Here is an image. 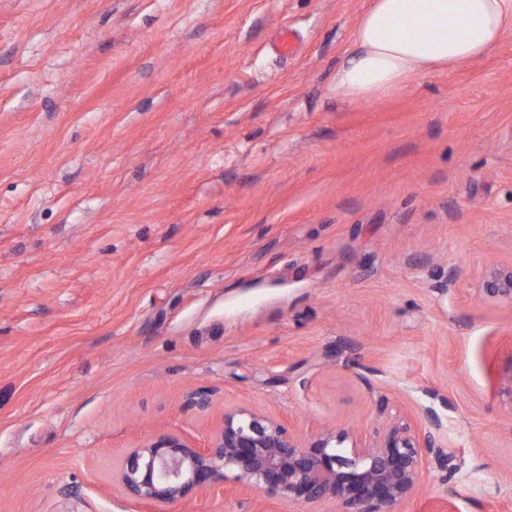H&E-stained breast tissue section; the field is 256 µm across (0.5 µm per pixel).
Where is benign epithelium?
<instances>
[{
	"mask_svg": "<svg viewBox=\"0 0 512 512\" xmlns=\"http://www.w3.org/2000/svg\"><path fill=\"white\" fill-rule=\"evenodd\" d=\"M479 293L512 302V266L486 271ZM348 440L351 447H342ZM430 458L448 469L449 455L414 421L361 443L346 432L304 436L280 418L235 408L224 411L204 447L178 433L146 438L125 455L116 480L135 506L161 508L220 491L286 499L302 512H320L326 502L339 512H394L417 495Z\"/></svg>",
	"mask_w": 512,
	"mask_h": 512,
	"instance_id": "benign-epithelium-1",
	"label": "benign epithelium"
}]
</instances>
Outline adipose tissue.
Here are the masks:
<instances>
[{
  "instance_id": "obj_1",
  "label": "adipose tissue",
  "mask_w": 512,
  "mask_h": 512,
  "mask_svg": "<svg viewBox=\"0 0 512 512\" xmlns=\"http://www.w3.org/2000/svg\"><path fill=\"white\" fill-rule=\"evenodd\" d=\"M511 27L512 0H369L335 88L352 102L390 95L486 56Z\"/></svg>"
}]
</instances>
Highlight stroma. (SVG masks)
<instances>
[{"label":"stroma","mask_w":512,"mask_h":512,"mask_svg":"<svg viewBox=\"0 0 512 512\" xmlns=\"http://www.w3.org/2000/svg\"><path fill=\"white\" fill-rule=\"evenodd\" d=\"M367 5L0 0V512H130L131 447L239 407L417 421L451 460L397 512H512V304L478 292L512 265V29L351 102Z\"/></svg>","instance_id":"1"}]
</instances>
